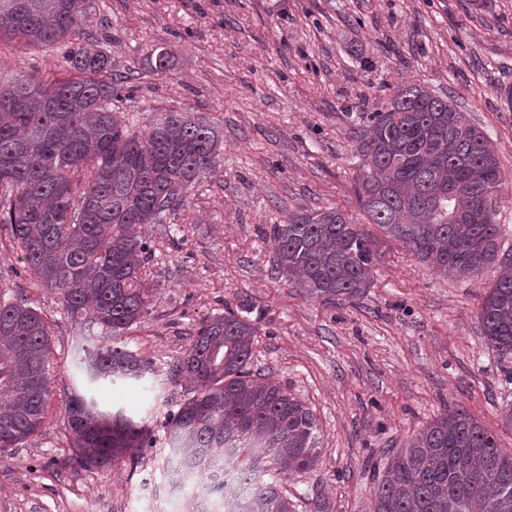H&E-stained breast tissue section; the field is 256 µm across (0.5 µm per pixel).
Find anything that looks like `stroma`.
<instances>
[{
	"mask_svg": "<svg viewBox=\"0 0 512 512\" xmlns=\"http://www.w3.org/2000/svg\"><path fill=\"white\" fill-rule=\"evenodd\" d=\"M79 41L98 43L126 76L116 109L134 130L159 109L202 118L220 135L219 165L184 207L143 228L148 310L123 336L152 364L138 381L88 384L84 330L21 272L0 226V298L46 316L53 363L43 425L0 451V512L222 507L218 496L203 504L173 488L164 423L184 398L173 364L197 324L228 303L258 319L254 369L317 418L318 464L288 482L297 512H370L374 472L448 409L512 451L508 365L483 346L478 322L492 273L446 278L384 243L373 287L331 304L276 277L265 235L303 210L335 206L361 220L353 184L363 115L415 84L450 97L494 145L505 179L496 220L512 248V105L499 94L512 87V0H90ZM65 52L2 38L0 77L67 79ZM74 390L123 409L154 447L86 464L67 440Z\"/></svg>",
	"mask_w": 512,
	"mask_h": 512,
	"instance_id": "35a3bbf8",
	"label": "stroma"
}]
</instances>
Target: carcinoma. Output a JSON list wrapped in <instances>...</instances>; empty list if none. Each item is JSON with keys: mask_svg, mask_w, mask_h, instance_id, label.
I'll use <instances>...</instances> for the list:
<instances>
[{"mask_svg": "<svg viewBox=\"0 0 512 512\" xmlns=\"http://www.w3.org/2000/svg\"><path fill=\"white\" fill-rule=\"evenodd\" d=\"M87 0H0V36L53 47L75 36ZM77 76L0 82V224L24 272L55 293L92 336L90 382L141 380L151 362L117 345L147 312L141 228L184 206L214 173V128L166 110L134 131L112 99L122 85L93 44L71 49ZM357 140L365 164L354 187L368 223L440 275L494 273L478 311L483 345L512 361V254L500 251L493 201L504 178L486 134L448 97L398 88L367 115ZM273 273L332 303L373 287L378 239L338 207L270 225ZM257 321L224 304L199 324L176 372L190 380L167 422V466L178 486L220 495L228 512H295L288 479L319 461L308 404L253 370ZM50 327L35 309L0 300V448L37 432L52 396ZM71 447L105 466L145 447L123 411L78 392L65 405ZM372 512H512V452L463 411L447 410L414 434L377 475Z\"/></svg>", "mask_w": 512, "mask_h": 512, "instance_id": "obj_1", "label": "carcinoma"}]
</instances>
